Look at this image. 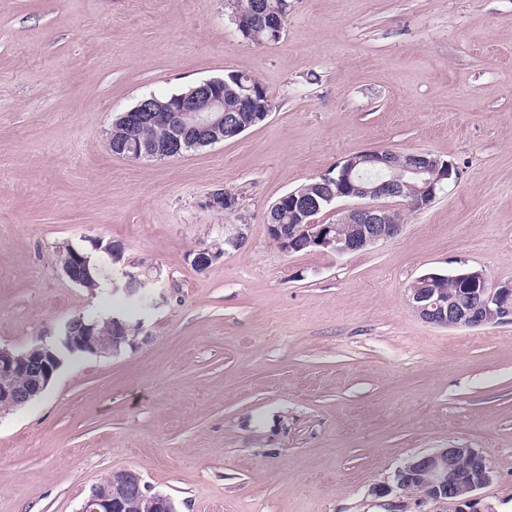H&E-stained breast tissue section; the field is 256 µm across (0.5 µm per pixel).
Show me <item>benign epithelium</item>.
I'll return each instance as SVG.
<instances>
[{
    "label": "benign epithelium",
    "mask_w": 512,
    "mask_h": 512,
    "mask_svg": "<svg viewBox=\"0 0 512 512\" xmlns=\"http://www.w3.org/2000/svg\"><path fill=\"white\" fill-rule=\"evenodd\" d=\"M252 21L281 35L282 23L275 17L258 10L250 11ZM231 91L224 79L213 77L195 83L190 92L165 104L154 95H145L123 114L131 126L155 124L176 129L171 138L142 148L131 144L114 147L112 154L129 160L152 158L164 160L183 155L189 140L198 146H210L236 138L248 123L239 117L224 120V94ZM239 109L253 112L252 121L270 116L269 107L258 101L254 91L241 87L236 93ZM208 99L213 107L209 114L196 109V101ZM403 153L391 149H373L349 154L336 166L318 176L321 180V200L307 203L302 195L292 191L278 197L268 213L288 210L295 223L286 227L268 225V230L279 234L288 243L286 251L298 252L310 247L316 251L332 252L338 256L363 251L379 243H385L401 232L402 225L392 223L389 209L380 204L381 199L403 197V187L413 189L407 197L409 207L417 210L431 204L445 186L455 183L459 171L451 160L433 157L419 150ZM339 199L357 200L359 204L340 213L336 223L321 224L317 216ZM227 202L234 209L240 208L239 198L222 189L211 192L204 207L212 210L220 202ZM353 224L355 234L344 238L337 225ZM248 225L232 224L224 229V243L237 249L245 245ZM69 259L61 265L64 276L73 284L84 286L91 277L89 254L69 247ZM223 252L205 247L194 256L193 264L207 268ZM462 292L450 300L436 283L441 275L429 272L421 277L420 287L408 289V305L426 323L445 328H479L488 324L512 323V282L490 286L483 271L463 268L453 275ZM139 275L125 271L110 278L111 291L134 296ZM114 326L123 334L126 345L135 342L143 331V321L128 324L113 319ZM97 317L83 313L71 318L60 329L59 335L50 342H42L23 351L0 345V401L9 407L20 408L47 389L64 364L63 355H109L118 349L112 342H104L95 333ZM25 376L29 383L20 387L16 380ZM493 469L486 457L474 448H436L427 454L409 457L395 472L394 485L375 490L386 495L395 490L403 494L417 487L421 497L437 504L455 501L466 507L472 504L473 493L491 482ZM130 499L145 503V512H176L173 501L161 494H151L142 483L139 474L131 470H119L105 482L92 486L81 512H124Z\"/></svg>",
    "instance_id": "1"
}]
</instances>
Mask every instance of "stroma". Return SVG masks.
Here are the masks:
<instances>
[{
  "mask_svg": "<svg viewBox=\"0 0 512 512\" xmlns=\"http://www.w3.org/2000/svg\"><path fill=\"white\" fill-rule=\"evenodd\" d=\"M229 71L270 117L166 160L112 154L141 96ZM375 148L453 160L456 184L393 240L287 253L266 214ZM217 188L237 213L204 208ZM248 225L240 249L195 253ZM116 242L114 270L158 299L134 344L69 358L0 414V512H79L130 469L177 512H458L376 496L409 456L473 448L494 470L480 512L512 504V324L443 328L407 288L428 272L512 281V0H290L281 38L243 41L224 0H0V344L53 340L112 307L61 272L71 245ZM248 225L247 224H232L229 227H225L224 229V240L223 244L224 248L217 247L219 250L213 251L210 247H205L194 256L193 264L198 270H203L207 268L213 260L217 259L220 256H223L224 251H229L230 249H238L245 245L248 233H247ZM228 245L232 246L229 247ZM241 245V246H240ZM240 246V247H239ZM223 251V252H222Z\"/></svg>",
  "mask_w": 512,
  "mask_h": 512,
  "instance_id": "1",
  "label": "stroma"
}]
</instances>
